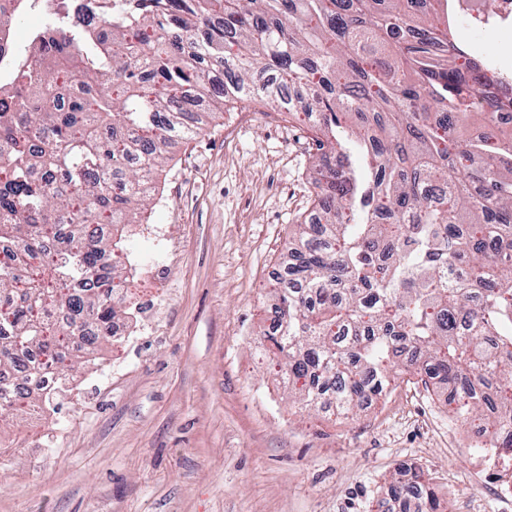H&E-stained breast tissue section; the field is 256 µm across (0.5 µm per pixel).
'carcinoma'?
<instances>
[{
  "label": "carcinoma",
  "instance_id": "1",
  "mask_svg": "<svg viewBox=\"0 0 512 512\" xmlns=\"http://www.w3.org/2000/svg\"><path fill=\"white\" fill-rule=\"evenodd\" d=\"M440 0H156L98 24L43 16L0 79V368L37 349L61 378L69 336L109 342L125 298L101 270L124 263L100 224H139L175 138L229 101L316 116L336 152L348 129L369 176L325 170L314 202L324 238L276 281L269 367L305 410L364 409L413 371L463 386L453 412L483 424L488 447L512 430V79L458 46ZM81 73L85 79L74 80ZM479 115L478 125L471 117ZM38 372L0 415L40 397ZM447 512L414 467L385 488L398 512Z\"/></svg>",
  "mask_w": 512,
  "mask_h": 512
}]
</instances>
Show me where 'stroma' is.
I'll list each match as a JSON object with an SVG mask.
<instances>
[{
    "label": "stroma",
    "instance_id": "stroma-1",
    "mask_svg": "<svg viewBox=\"0 0 512 512\" xmlns=\"http://www.w3.org/2000/svg\"><path fill=\"white\" fill-rule=\"evenodd\" d=\"M483 56L512 27L451 17ZM309 120L227 105L173 147L152 211L126 227L136 332L105 364L75 358L73 395L0 418V512H372L395 470L430 478L451 512H512L471 465L447 388L402 373L370 409L326 422L267 368L269 269L312 207Z\"/></svg>",
    "mask_w": 512,
    "mask_h": 512
}]
</instances>
